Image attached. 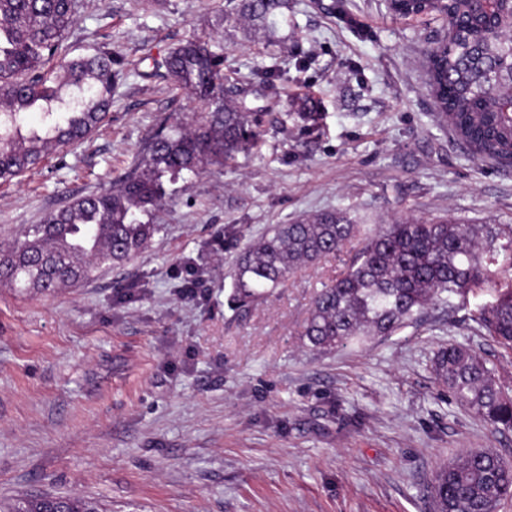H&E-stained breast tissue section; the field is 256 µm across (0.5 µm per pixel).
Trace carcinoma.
Segmentation results:
<instances>
[{"label":"carcinoma","mask_w":512,"mask_h":512,"mask_svg":"<svg viewBox=\"0 0 512 512\" xmlns=\"http://www.w3.org/2000/svg\"><path fill=\"white\" fill-rule=\"evenodd\" d=\"M288 0H242L239 19L262 21ZM448 37L432 51L428 79L434 102L474 155L512 156V81L494 77L512 60V10L481 9L476 0H444L438 9ZM79 0H0V181L38 168L53 154L86 140L108 118L123 78L112 51L91 45L68 56L63 41L77 23ZM154 69L171 91L200 105L189 117L161 122L142 156L101 191L74 198L32 225L0 253V284L34 293L89 280L104 266L141 253L158 232L150 221L174 184L211 164L224 165L255 144L258 132L224 89V48L190 37ZM39 113L33 120L30 114ZM363 240L348 269L316 295L303 336L316 351L364 344L413 323L428 305L479 288L499 251H512L509 224H459L446 216L398 217L365 228L341 209L272 224L234 264L233 302L246 307L298 268ZM477 320L512 352V284ZM435 371L459 403L500 431H512V394L472 348L439 350ZM432 512H497L512 498V463L490 449L469 450L444 466L431 487ZM0 512H100L80 496L19 497Z\"/></svg>","instance_id":"obj_1"}]
</instances>
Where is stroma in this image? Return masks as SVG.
Segmentation results:
<instances>
[{"mask_svg": "<svg viewBox=\"0 0 512 512\" xmlns=\"http://www.w3.org/2000/svg\"><path fill=\"white\" fill-rule=\"evenodd\" d=\"M64 44H102L127 75L112 117L71 151L0 184V249L72 198L110 186L159 119L196 110L154 75L190 36L224 41L227 86L260 137L180 183L148 247L73 288L0 285V501L81 494L109 512H430L435 474L462 452L512 461V431L462 406L435 375L463 344L512 389V357L474 321L512 283L490 280L371 343L319 353L302 337L323 284L355 252L294 273L247 308L231 301L237 254L269 225L330 209L360 224L414 214L512 224V163L472 156L437 114L424 54L448 31L388 0H290L257 28L228 0H80ZM276 66L279 79L262 82ZM192 263L203 293L179 295Z\"/></svg>", "mask_w": 512, "mask_h": 512, "instance_id": "obj_1", "label": "stroma"}]
</instances>
